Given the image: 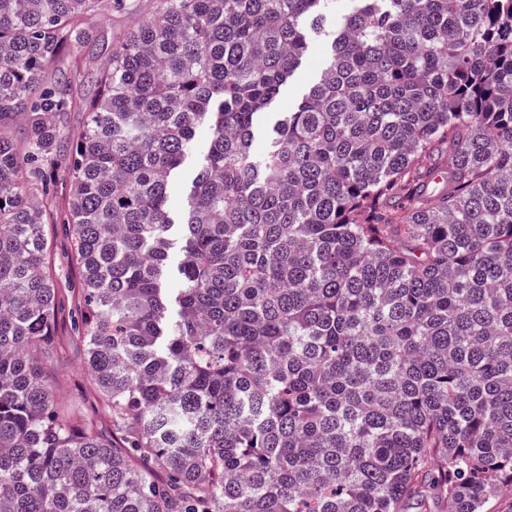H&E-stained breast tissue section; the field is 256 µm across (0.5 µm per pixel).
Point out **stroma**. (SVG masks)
<instances>
[{
  "label": "stroma",
  "instance_id": "obj_1",
  "mask_svg": "<svg viewBox=\"0 0 512 512\" xmlns=\"http://www.w3.org/2000/svg\"><path fill=\"white\" fill-rule=\"evenodd\" d=\"M137 3L136 12L125 17L116 12L99 13L92 17L96 41L84 56L83 78L73 90L75 96L88 98L93 95L96 73L112 48L121 42L125 30L153 14L154 0H137ZM326 61V37L320 33L314 36L302 66L284 88L276 105L277 111L286 112L296 105L317 79ZM67 198V182L59 178L41 199L48 239L46 260L56 288L59 336L58 351L47 363L48 377L54 385L59 407L70 420L78 426L92 424L102 437L108 439L112 436V414L87 373L84 346L78 334L84 292L69 224Z\"/></svg>",
  "mask_w": 512,
  "mask_h": 512
}]
</instances>
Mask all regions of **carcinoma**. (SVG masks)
<instances>
[{
  "label": "carcinoma",
  "instance_id": "cac0c4a2",
  "mask_svg": "<svg viewBox=\"0 0 512 512\" xmlns=\"http://www.w3.org/2000/svg\"><path fill=\"white\" fill-rule=\"evenodd\" d=\"M332 2L158 0L76 100L112 0H0V512H484L512 491V0H351L258 157ZM60 172L112 442L47 377L36 196ZM327 61V44L324 33L314 36L308 56L302 66L289 79L276 105L275 112L291 110L309 86L317 79Z\"/></svg>",
  "mask_w": 512,
  "mask_h": 512
}]
</instances>
